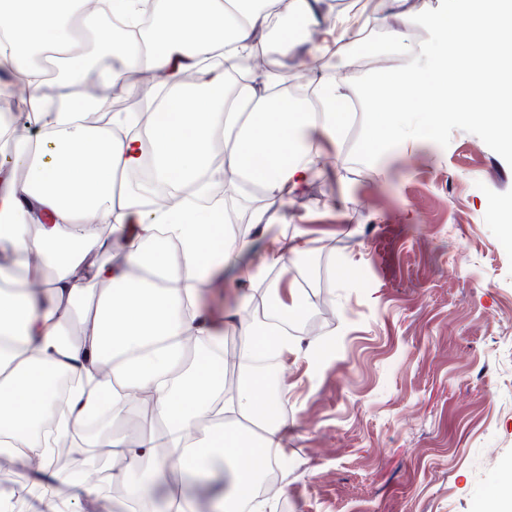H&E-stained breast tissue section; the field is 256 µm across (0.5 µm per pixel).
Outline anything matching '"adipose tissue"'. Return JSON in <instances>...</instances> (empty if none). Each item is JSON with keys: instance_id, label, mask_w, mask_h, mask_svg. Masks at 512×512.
Returning <instances> with one entry per match:
<instances>
[{"instance_id": "1", "label": "adipose tissue", "mask_w": 512, "mask_h": 512, "mask_svg": "<svg viewBox=\"0 0 512 512\" xmlns=\"http://www.w3.org/2000/svg\"><path fill=\"white\" fill-rule=\"evenodd\" d=\"M278 2L168 0L149 42L116 44L99 31V13L85 11L83 0H0V70L26 86L38 126L36 135L0 144V251L11 255L0 266L7 286L0 291V455L27 476L28 512L89 506L112 512L93 483L75 482L74 493L62 495L64 476L41 461L47 446L33 434L52 404L53 369L93 384L71 395L58 427L63 434L83 425L104 397L112 399L115 428L125 421L126 396L150 397L152 429L134 440L115 431L100 441L124 457L119 479L138 512H153L144 467L159 445L169 450L168 467L185 476L173 512H195L188 477L217 460L231 467L234 480L230 493L216 492V512H237L242 504L272 512L270 500L255 490L283 448L286 422L264 412L283 403V395H270L258 373L245 374L234 394L225 395L213 360L188 357L180 339L224 341L202 305V280L231 270L257 282L267 269L295 266L308 250L300 233L287 231L285 216L268 207L252 218L277 229L263 249L224 237L198 183L213 138L224 142V170L283 202L323 171L322 150L303 145V138L339 143L346 134L348 121L336 109L348 96L346 85L313 74L309 82L322 105L304 112L278 97L274 73L251 70L248 62L271 36L283 54L294 53L300 40L289 25L293 18L320 34L309 44L311 62L344 57L349 38L366 23V5L324 18L321 0H288L281 12ZM217 48L223 64L208 63ZM93 66L108 87L129 69L159 74L168 84L192 69L206 95L169 98L152 125L118 136L114 127L127 124L129 115L116 114L103 128L83 121L89 103L79 87ZM148 158L162 180L196 185L195 200L149 211L142 192L118 190V175ZM91 217L110 225L109 236L87 230ZM89 278L95 290L85 288ZM39 282L44 290L37 294L32 286Z\"/></svg>"}]
</instances>
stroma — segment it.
I'll return each instance as SVG.
<instances>
[{
	"label": "stroma",
	"mask_w": 512,
	"mask_h": 512,
	"mask_svg": "<svg viewBox=\"0 0 512 512\" xmlns=\"http://www.w3.org/2000/svg\"><path fill=\"white\" fill-rule=\"evenodd\" d=\"M358 133L282 206L328 316L266 376L288 384L273 510L479 512L512 482V212L488 204L512 167L460 130L361 164ZM202 299L236 338L224 278Z\"/></svg>",
	"instance_id": "1"
}]
</instances>
